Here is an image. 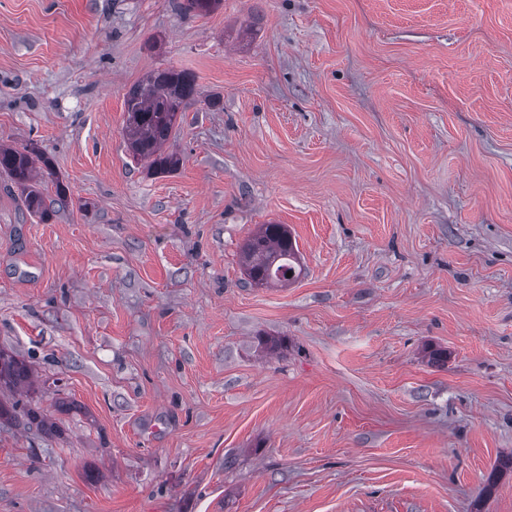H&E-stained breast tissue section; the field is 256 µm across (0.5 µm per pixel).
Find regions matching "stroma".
Segmentation results:
<instances>
[{
    "label": "stroma",
    "mask_w": 512,
    "mask_h": 512,
    "mask_svg": "<svg viewBox=\"0 0 512 512\" xmlns=\"http://www.w3.org/2000/svg\"><path fill=\"white\" fill-rule=\"evenodd\" d=\"M183 2L0 0V145L68 195L0 174V348L56 423H0V512H512V0ZM171 67L152 175L124 99ZM262 224L290 284L246 280ZM198 96L194 76L185 70H152L126 93L125 136L134 161L150 174L176 171L182 157L165 145L179 127L182 107ZM39 157L34 150L27 147L22 150L10 146H0V172L8 177L24 191H27V207L34 213L47 214L42 193L35 182L36 162ZM242 267L248 281L257 286L296 280L300 275L297 248L287 225H260L244 245ZM288 272L291 277H287Z\"/></svg>",
    "instance_id": "stroma-1"
}]
</instances>
